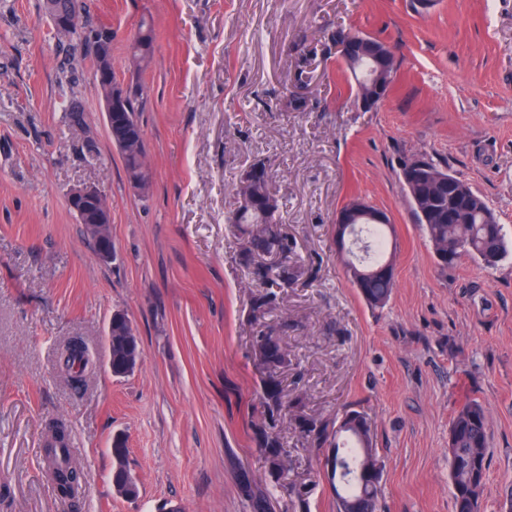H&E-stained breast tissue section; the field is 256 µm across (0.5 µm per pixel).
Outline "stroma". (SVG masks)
<instances>
[{
	"label": "stroma",
	"mask_w": 512,
	"mask_h": 512,
	"mask_svg": "<svg viewBox=\"0 0 512 512\" xmlns=\"http://www.w3.org/2000/svg\"><path fill=\"white\" fill-rule=\"evenodd\" d=\"M43 0H0V512H68L43 464L44 424L70 427L80 512H336L329 448L278 421L291 455L271 471L256 429L249 314L253 287L224 222L251 160L267 161L282 230L302 274L274 318L291 362L281 376L305 412L335 425L365 414L383 464L380 512H454L448 436L466 400L489 421L481 512H512V0H87L112 29L116 82L147 90L140 114L153 183L129 186L85 49L58 35ZM155 40L135 71L141 19ZM386 42L400 66L373 110L354 103L325 33ZM311 60L297 68V43ZM306 96L308 111L284 106ZM83 107L72 125L69 101ZM427 155L482 194L507 246L440 270L416 224L401 169ZM100 185L115 257L101 261L71 211L74 186ZM362 198L387 213L395 288L365 304L336 244L337 211ZM125 313L141 364L113 376L104 336ZM81 338L95 363L81 384L60 349ZM123 434L140 496L112 490V438Z\"/></svg>",
	"instance_id": "obj_1"
}]
</instances>
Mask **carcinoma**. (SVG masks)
I'll return each instance as SVG.
<instances>
[{
  "label": "carcinoma",
  "mask_w": 512,
  "mask_h": 512,
  "mask_svg": "<svg viewBox=\"0 0 512 512\" xmlns=\"http://www.w3.org/2000/svg\"><path fill=\"white\" fill-rule=\"evenodd\" d=\"M87 46L93 65H98L96 43L104 36L111 35L105 26L84 31L72 30ZM137 39L147 43L143 53H131L133 67L141 71L151 61L154 29L143 21ZM139 92L128 101L127 111L119 117L129 131L139 122L147 93L143 84ZM145 148L139 144H128L120 150L124 172L140 168V156ZM421 163L429 169L425 178L405 186L415 222L425 230L431 243L437 265L446 269L465 257H477L492 268L507 254L503 227L489 206L486 198L475 192L467 183H462L460 196L448 195L439 176L444 168L426 155L419 156ZM255 167L261 172V183L253 187L236 186L238 206L225 219L240 232V246L237 254L239 264L256 288L251 296L252 316L266 315L279 305V291L290 287L297 274L289 269L263 267L255 263L259 253L277 252L290 260L292 247L288 236L282 231L279 201L266 212L249 208L243 204L246 194L274 196L270 180L266 175V162L256 160ZM356 241L363 243L362 254L349 263L350 279L365 302L374 307L384 306L393 291L394 268L392 260L386 258L388 240L381 224H359ZM288 320L277 324L260 323V329L253 336V347L266 346L275 361L260 363L263 370L260 400L267 410L269 422L259 429V446L270 467L283 471L288 468L289 453L279 433L274 431V422L281 413L292 414L306 443L314 447L328 446L334 449L330 460L332 478L336 479V512H343L347 505L354 503L360 512H377L379 484L382 472L372 476L368 467L379 462L373 451V431L368 419L356 410L345 412L340 424L334 430L318 420L303 414L304 400L298 395L288 399L282 389L279 369L286 363L288 352L283 349L281 337L288 332ZM138 341L133 327L114 326L112 337L105 338V348L112 349V368H120ZM63 364L74 382L82 381L84 368L91 362L88 352L71 348L66 344L62 352ZM488 422L485 409L472 399L456 412L453 417L448 442V466L451 480L454 512H480V499L488 467ZM45 459L58 496L73 500L79 494L80 469L72 460L68 448V434L65 424L53 422L49 427L48 442L44 448ZM128 448L112 440V476L128 472Z\"/></svg>",
  "instance_id": "1"
}]
</instances>
